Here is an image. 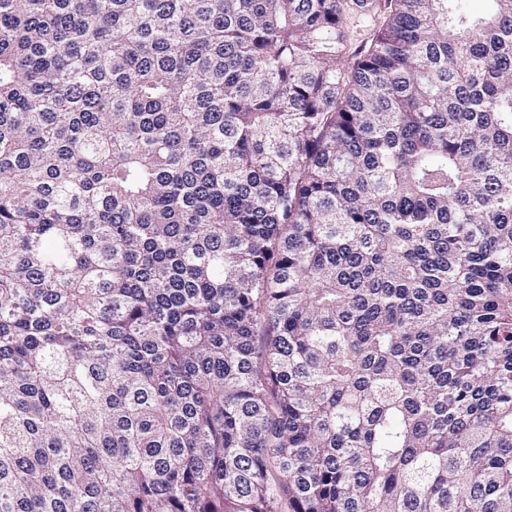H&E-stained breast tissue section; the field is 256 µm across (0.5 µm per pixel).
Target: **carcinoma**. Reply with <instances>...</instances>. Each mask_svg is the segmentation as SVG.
<instances>
[{
  "label": "carcinoma",
  "instance_id": "carcinoma-1",
  "mask_svg": "<svg viewBox=\"0 0 512 512\" xmlns=\"http://www.w3.org/2000/svg\"><path fill=\"white\" fill-rule=\"evenodd\" d=\"M0 0V512H512V0ZM383 11L384 9H382V13H373L372 16L361 15L359 12H354L348 16L346 60L352 61L348 56H352L354 51L369 47L374 33L379 29L380 22L387 15V12Z\"/></svg>",
  "mask_w": 512,
  "mask_h": 512
}]
</instances>
